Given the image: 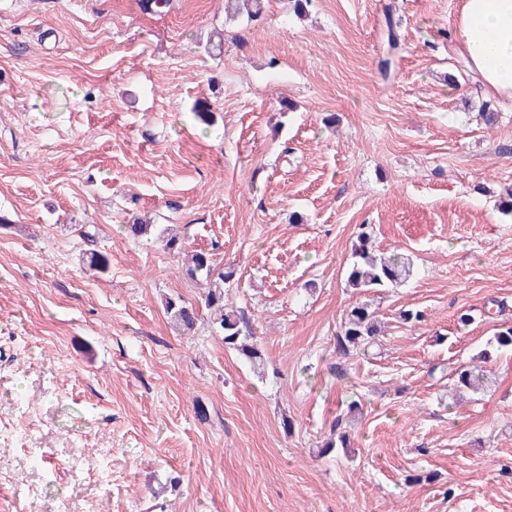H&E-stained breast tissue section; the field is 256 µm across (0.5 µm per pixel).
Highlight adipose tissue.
<instances>
[{
	"mask_svg": "<svg viewBox=\"0 0 512 512\" xmlns=\"http://www.w3.org/2000/svg\"><path fill=\"white\" fill-rule=\"evenodd\" d=\"M452 36L483 85L512 100V0H463Z\"/></svg>",
	"mask_w": 512,
	"mask_h": 512,
	"instance_id": "ef3b65f1",
	"label": "adipose tissue"
}]
</instances>
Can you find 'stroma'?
<instances>
[{
    "instance_id": "stroma-1",
    "label": "stroma",
    "mask_w": 512,
    "mask_h": 512,
    "mask_svg": "<svg viewBox=\"0 0 512 512\" xmlns=\"http://www.w3.org/2000/svg\"><path fill=\"white\" fill-rule=\"evenodd\" d=\"M462 4L313 0L298 17L263 0L250 22L224 0L161 17L0 0V512H512V352L489 348L512 320V100L460 57ZM132 214L232 268L224 301L262 371L225 348L181 256L126 238ZM364 224L375 253L409 255L407 282L349 288ZM168 298L199 306L193 331ZM359 301L384 332L338 355ZM486 349L485 389L453 402ZM354 400L349 448L322 455Z\"/></svg>"
}]
</instances>
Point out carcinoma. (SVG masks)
Here are the masks:
<instances>
[{"label": "carcinoma", "instance_id": "carcinoma-1", "mask_svg": "<svg viewBox=\"0 0 512 512\" xmlns=\"http://www.w3.org/2000/svg\"><path fill=\"white\" fill-rule=\"evenodd\" d=\"M226 5L227 10L235 15L246 13L250 21L257 20L262 12L261 0H226ZM127 230L130 236L138 239L152 235L155 225L135 216L132 223L127 225ZM369 242L370 233L363 226L354 249V261L348 269L347 280L350 287L362 291L390 288L405 282L411 276L413 264L407 255L397 252L379 260L371 255ZM186 273L191 279L204 282L208 288L205 304L211 311V322L222 337L224 347L241 353L254 368H260L264 360L258 348L244 333V314L236 309L230 310L224 304V281L231 279L232 272H215L210 254L199 251L190 256ZM165 307L177 327L184 330L194 327L197 320L196 309L171 298L165 300ZM379 333L369 305L356 303L350 307L336 335V352L347 355L353 350L369 347L374 344ZM455 382L457 387L473 393H478L485 387L484 377L475 366L456 369ZM341 424L342 420L336 421L332 437L324 444L322 453L327 454L337 446L347 447L348 433L341 428Z\"/></svg>", "mask_w": 512, "mask_h": 512}]
</instances>
